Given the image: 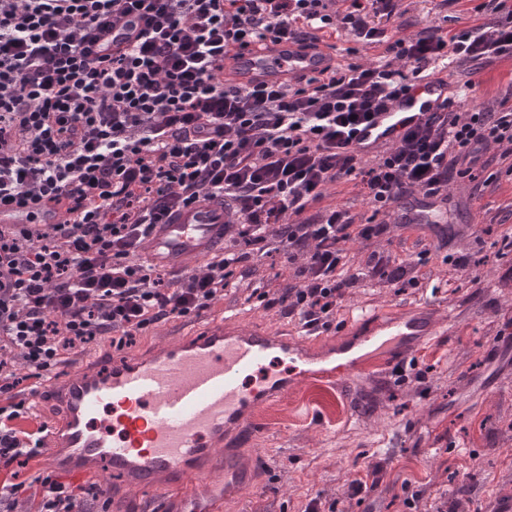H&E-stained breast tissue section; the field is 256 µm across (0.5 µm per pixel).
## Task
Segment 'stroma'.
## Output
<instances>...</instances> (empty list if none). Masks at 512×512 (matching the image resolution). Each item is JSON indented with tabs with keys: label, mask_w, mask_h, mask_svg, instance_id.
Returning a JSON list of instances; mask_svg holds the SVG:
<instances>
[{
	"label": "stroma",
	"mask_w": 512,
	"mask_h": 512,
	"mask_svg": "<svg viewBox=\"0 0 512 512\" xmlns=\"http://www.w3.org/2000/svg\"><path fill=\"white\" fill-rule=\"evenodd\" d=\"M409 22L459 31L487 21L472 0L439 15L434 0H410ZM460 180L443 207L448 222L393 229L385 243L397 259L427 252L415 288L364 282L353 288L338 320L360 311L431 304L447 318L448 333L418 347L395 368L388 386L370 376L351 386H299L261 415L264 435L255 483L227 500L223 512H299L316 493L340 512H404V480L426 485L421 512H448L458 489L482 512L512 497V340L498 339L512 318V287L502 271L512 252L497 242L512 227V174L471 198ZM466 258V269L446 255ZM384 466L380 485L348 497V483L369 464Z\"/></svg>",
	"instance_id": "1"
}]
</instances>
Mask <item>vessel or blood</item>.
I'll return each mask as SVG.
<instances>
[{"instance_id":"b4317fda","label":"vessel or blood","mask_w":512,"mask_h":512,"mask_svg":"<svg viewBox=\"0 0 512 512\" xmlns=\"http://www.w3.org/2000/svg\"><path fill=\"white\" fill-rule=\"evenodd\" d=\"M336 61L333 49L290 41L226 59L224 79L236 85H288ZM451 94L446 74L424 79L375 116L358 136L371 154L408 125L439 111ZM233 209L202 198L163 217L143 241L149 264L181 274L202 267L224 246ZM442 323L435 308L361 314L341 332L350 344L311 330L297 336L230 314L202 315L172 329L168 343L129 352L101 350L73 376H50L31 396L49 419L39 458L44 470L84 477L110 473V501L132 489L153 495L155 512H213L216 497L253 483L246 455L255 454L258 411L280 404L299 385L344 387L376 376L433 341Z\"/></svg>"}]
</instances>
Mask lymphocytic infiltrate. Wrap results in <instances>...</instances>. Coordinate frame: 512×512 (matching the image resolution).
<instances>
[{
    "label": "lymphocytic infiltrate",
    "instance_id": "obj_1",
    "mask_svg": "<svg viewBox=\"0 0 512 512\" xmlns=\"http://www.w3.org/2000/svg\"><path fill=\"white\" fill-rule=\"evenodd\" d=\"M478 9L495 21L451 32L410 30L402 0H0V208L32 218L0 225V471L36 458L46 431L17 368L41 382L79 350L127 349L163 320L200 315L270 233L297 281L246 300L299 326L331 330L358 282L416 285L414 264L376 250L359 265L348 245L389 235L401 199H446L452 182L512 160V88L481 109L466 80L382 151L366 157L354 142L454 61L512 60V0ZM135 11L146 26L129 46L96 52L99 20L124 28ZM327 32L383 53L288 87L222 79L230 55L283 40L313 48ZM345 178L372 208L366 222L320 205ZM203 195L236 209L233 248L178 277L143 261L154 225ZM53 207L65 220L40 223ZM35 482L33 512H82L80 488L44 473Z\"/></svg>",
    "mask_w": 512,
    "mask_h": 512
}]
</instances>
